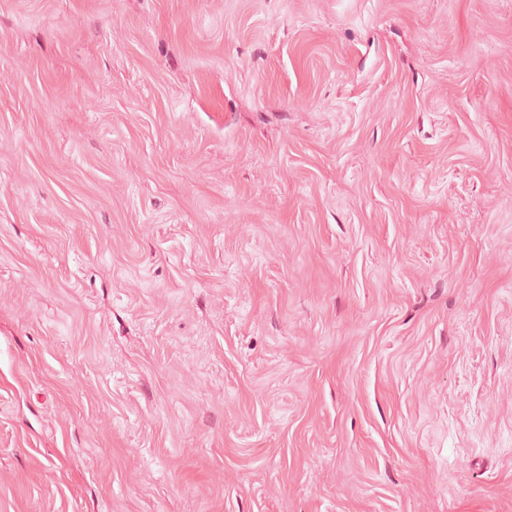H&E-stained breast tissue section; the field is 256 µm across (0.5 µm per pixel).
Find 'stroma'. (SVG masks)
<instances>
[{"label":"stroma","mask_w":512,"mask_h":512,"mask_svg":"<svg viewBox=\"0 0 512 512\" xmlns=\"http://www.w3.org/2000/svg\"><path fill=\"white\" fill-rule=\"evenodd\" d=\"M0 512H512V0H0Z\"/></svg>","instance_id":"obj_1"}]
</instances>
